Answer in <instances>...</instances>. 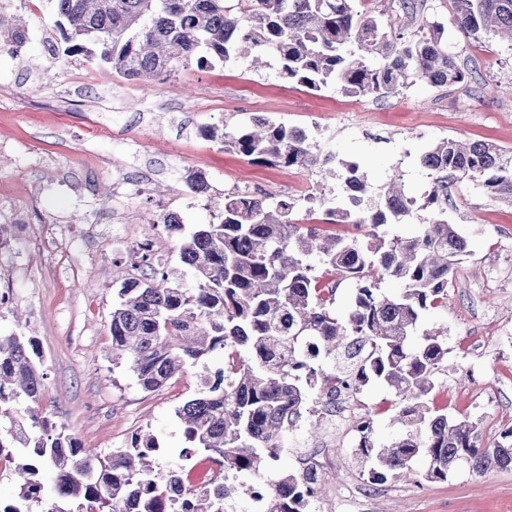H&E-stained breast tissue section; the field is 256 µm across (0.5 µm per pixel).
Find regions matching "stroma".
I'll return each mask as SVG.
<instances>
[{"label": "stroma", "instance_id": "35a3bbf8", "mask_svg": "<svg viewBox=\"0 0 512 512\" xmlns=\"http://www.w3.org/2000/svg\"><path fill=\"white\" fill-rule=\"evenodd\" d=\"M422 14L446 23L448 49L470 71L469 81L418 82L385 97H350L279 78L274 61L260 69L246 59L213 66L192 61L154 82L117 77L96 62L76 69L53 28L51 0H29L20 10L27 24L23 51L0 53V235L13 240L0 254V290L14 295L0 310V336L21 327L35 338L47 375L42 411L90 455L108 457L133 436L150 433L159 440L158 469L179 465L190 473L206 460L199 451L184 455L188 442L176 416L199 389L194 373L147 392L112 362L109 321L121 274L132 269L133 247L163 235L160 214L177 207L189 234L213 219L225 194L252 190L271 202L321 179L317 171L249 163L205 137L204 128H240L253 112L319 127L320 156L359 164L377 189L404 165L418 197L431 189L418 157L432 142L448 137L512 149V45L452 26L450 0H424ZM187 169L206 175L209 196L184 186L180 174ZM135 171L147 181L134 198L89 189ZM442 207L470 252L454 270L447 307L420 322L421 329L441 332L450 351L430 399L483 424L490 448L498 435L486 421L512 416V354L491 352L501 331H512V203L491 195L482 178L453 174ZM475 336L490 349L485 378L492 397L481 411L471 407L462 355ZM361 396L377 439H398L403 429L391 421L393 392L370 384ZM309 429L305 422L288 433L280 461L264 475L279 480L302 468L321 443L335 441L323 493L335 512H512L510 471L460 470L445 481L418 475L370 485L359 476L349 433L325 428L314 438Z\"/></svg>", "mask_w": 512, "mask_h": 512}]
</instances>
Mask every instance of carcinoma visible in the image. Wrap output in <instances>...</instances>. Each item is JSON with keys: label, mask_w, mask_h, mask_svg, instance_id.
Returning <instances> with one entry per match:
<instances>
[{"label": "carcinoma", "mask_w": 512, "mask_h": 512, "mask_svg": "<svg viewBox=\"0 0 512 512\" xmlns=\"http://www.w3.org/2000/svg\"><path fill=\"white\" fill-rule=\"evenodd\" d=\"M55 26L73 57L99 60L125 79L171 75L191 60L227 63L250 55L262 63L277 54L280 77L312 92L334 85L350 96L394 94L421 81L431 86L464 82L468 72L448 52L442 22H426L420 34H391L354 0H251L236 12L226 0H52ZM452 23L467 34L496 32L512 39V0H450ZM24 25L0 12V51L25 44ZM205 136L254 164L318 166L340 185L356 184L363 198L333 205L325 190L317 196L322 224L368 229L371 243L356 235L328 234L321 224L299 222L287 200L252 198L241 206L224 196L218 221L203 224L183 241L179 262L191 270L188 286L178 271L156 256L152 245L136 248L139 277L123 279L112 308V360H123L137 383L156 391L186 373L215 350L223 363L201 378V391L177 409L193 447L211 453L224 472L260 477L262 460L276 461L313 389L336 381L359 391L378 382L393 388V421L406 428L389 445L374 438L373 418L361 421L360 474L368 482L407 479L413 464L426 463L425 476L441 481L460 469L473 474L512 470V428L493 448L482 445L479 424L430 409L435 374L448 359L441 335L424 331L410 344L422 313L448 300V277L468 254L454 225L434 217L418 235L385 238L381 229L400 224L412 211L400 176L378 198L356 164L320 162L310 135L262 116L241 129L212 126ZM430 171L425 207L446 194L448 173L484 177L486 187L512 199V150L486 141L443 138L420 157ZM193 194L210 191L206 176L182 177ZM319 256L324 273L355 280L345 318L336 315V289L321 283L308 259ZM403 285L397 295L381 292L384 280ZM297 355L294 369L285 351ZM34 338L0 336V461L18 451L27 463L16 469L15 503L0 512H119L125 502L137 512H166L163 492L185 488L192 512H215L237 488L186 486L183 468L156 469L155 436H137L132 446L93 460L78 439L56 429L40 405L46 374ZM55 474L54 498L45 497L41 472ZM269 491L270 512H303L314 490L304 471L283 474Z\"/></svg>", "instance_id": "1"}]
</instances>
